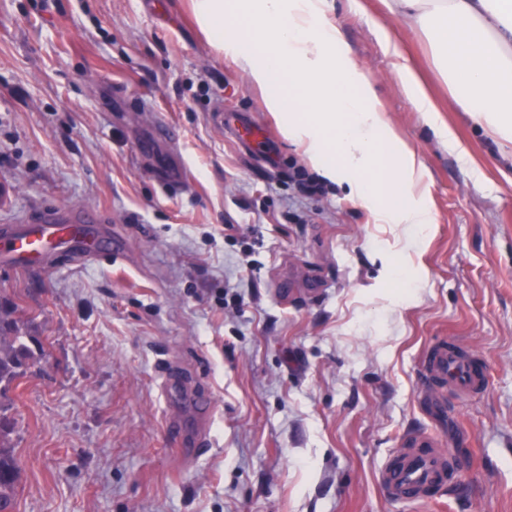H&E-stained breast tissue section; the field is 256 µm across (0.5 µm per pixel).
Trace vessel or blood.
<instances>
[{"mask_svg": "<svg viewBox=\"0 0 512 512\" xmlns=\"http://www.w3.org/2000/svg\"><path fill=\"white\" fill-rule=\"evenodd\" d=\"M107 235L105 228L88 223L83 213L47 214L35 224L0 227V259L20 269L46 266L61 252L91 259L97 254L99 241ZM422 368L420 399L437 404L443 411L448 408L447 391L471 395L483 390L487 382L480 358L443 341L429 348ZM457 463V457L441 448L432 434L413 432L404 436L401 448L380 466L377 483L389 501H428L449 489L448 473Z\"/></svg>", "mask_w": 512, "mask_h": 512, "instance_id": "vessel-or-blood-1", "label": "vessel or blood"}]
</instances>
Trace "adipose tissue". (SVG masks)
<instances>
[{
  "label": "adipose tissue",
  "mask_w": 512,
  "mask_h": 512,
  "mask_svg": "<svg viewBox=\"0 0 512 512\" xmlns=\"http://www.w3.org/2000/svg\"><path fill=\"white\" fill-rule=\"evenodd\" d=\"M209 47L232 58L249 85L266 91V106L287 140L302 145L310 166L348 183L362 205L386 224L428 226L417 194L425 177L407 143L392 135L350 58L327 0H192ZM411 19L434 27L448 59L459 103L512 155V0H396ZM402 82L419 111L431 113L442 142L460 160L467 149L434 116L410 68Z\"/></svg>",
  "instance_id": "obj_1"
}]
</instances>
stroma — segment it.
<instances>
[{
  "label": "stroma",
  "instance_id": "obj_1",
  "mask_svg": "<svg viewBox=\"0 0 512 512\" xmlns=\"http://www.w3.org/2000/svg\"><path fill=\"white\" fill-rule=\"evenodd\" d=\"M329 3L428 171V227L380 223L344 184L308 193L303 147L211 53L189 0H0V225L84 209L126 248L0 264V299L41 343L0 391L16 512H512V160L455 100L428 29L386 0ZM404 65L469 163L417 111ZM160 122L170 141L154 142ZM437 341L488 375L441 417L417 391ZM171 363L214 406L188 457L168 422L193 424L194 405L166 395ZM416 431L464 469L440 500L400 505L376 474Z\"/></svg>",
  "mask_w": 512,
  "mask_h": 512
}]
</instances>
